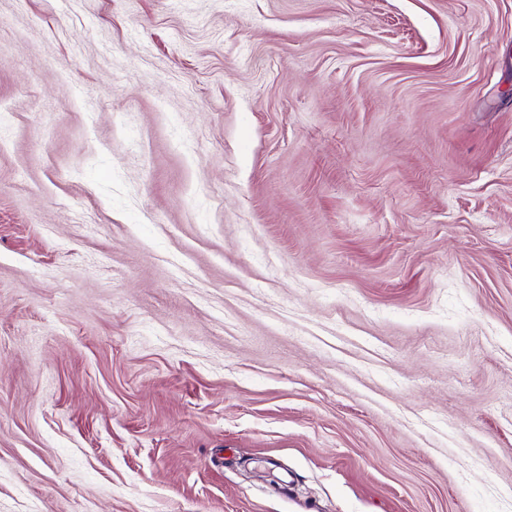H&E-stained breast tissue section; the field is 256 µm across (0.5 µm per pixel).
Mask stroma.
<instances>
[{
  "mask_svg": "<svg viewBox=\"0 0 512 512\" xmlns=\"http://www.w3.org/2000/svg\"><path fill=\"white\" fill-rule=\"evenodd\" d=\"M0 512H512V0H0Z\"/></svg>",
  "mask_w": 512,
  "mask_h": 512,
  "instance_id": "1",
  "label": "stroma"
}]
</instances>
